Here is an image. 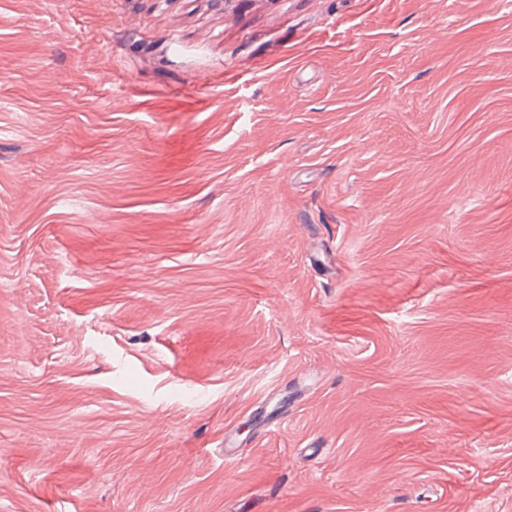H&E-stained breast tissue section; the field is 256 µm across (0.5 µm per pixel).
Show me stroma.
I'll return each instance as SVG.
<instances>
[{
	"label": "stroma",
	"mask_w": 512,
	"mask_h": 512,
	"mask_svg": "<svg viewBox=\"0 0 512 512\" xmlns=\"http://www.w3.org/2000/svg\"><path fill=\"white\" fill-rule=\"evenodd\" d=\"M0 512H512V0H0Z\"/></svg>",
	"instance_id": "1"
}]
</instances>
